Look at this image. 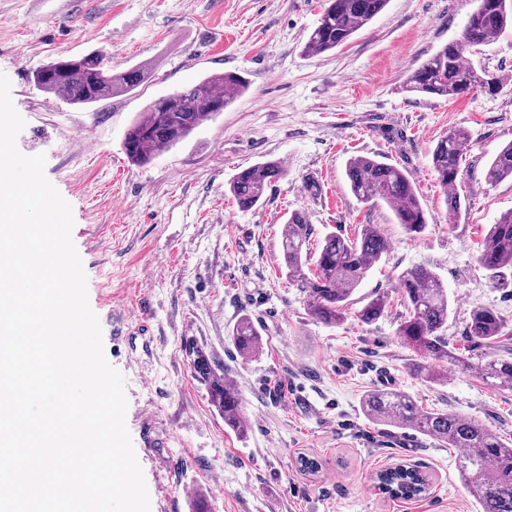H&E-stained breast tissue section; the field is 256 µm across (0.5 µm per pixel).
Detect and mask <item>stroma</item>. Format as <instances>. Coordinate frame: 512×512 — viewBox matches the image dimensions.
<instances>
[{"label":"stroma","mask_w":512,"mask_h":512,"mask_svg":"<svg viewBox=\"0 0 512 512\" xmlns=\"http://www.w3.org/2000/svg\"><path fill=\"white\" fill-rule=\"evenodd\" d=\"M325 0H0V73L25 122L16 146L46 158L45 175L70 204L72 241L104 353L125 378L126 424L151 512H191L205 494L211 512H478L459 480L457 449L408 429L371 422L370 390L411 394L425 410L478 419L512 443V390L445 361L427 362L396 334L406 309L398 279L424 266L448 290L450 345L468 352L473 309L495 310L512 330V285L494 286L478 260L491 224L512 210V179L485 172L512 142V28L474 64L510 78L501 94L439 98L408 92L409 75L459 38L471 0H389L336 50L302 48ZM92 51L113 71L149 78L135 91L75 106L41 91L33 71ZM233 72L247 91L214 120L151 163L126 158L131 120L151 100ZM471 141L449 223L431 154L450 131ZM369 156L404 168L429 223L419 234L396 224L386 203L352 195L345 168ZM281 161L253 209L228 184L238 170ZM312 227L311 249L332 233L373 225L388 249L330 326L309 312L288 276L281 240L292 212ZM383 296L384 313L357 312ZM250 316L264 348L237 353L231 332ZM205 348L242 399L246 436L224 425L190 371L189 345ZM431 365L440 382L415 372ZM317 459L309 475L301 457ZM416 464L429 478L420 498L394 500L377 475Z\"/></svg>","instance_id":"obj_1"}]
</instances>
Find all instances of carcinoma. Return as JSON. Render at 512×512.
Here are the masks:
<instances>
[{
    "label": "carcinoma",
    "mask_w": 512,
    "mask_h": 512,
    "mask_svg": "<svg viewBox=\"0 0 512 512\" xmlns=\"http://www.w3.org/2000/svg\"><path fill=\"white\" fill-rule=\"evenodd\" d=\"M389 0H327L318 25L309 33L303 46L307 55H320L342 46L371 22L388 5ZM512 26V0H474V8L459 37V44L446 45L429 56L407 80L411 92L436 97L459 98L490 86L502 91L507 79L466 61V55L482 51L508 26ZM146 79L142 69L112 73L103 56L89 53L80 58L51 61L33 72L34 83L44 92L60 95L77 106L108 99L129 92ZM247 89L242 77L219 73L205 77L194 86L175 90L147 103L127 128L124 149L135 164H147L160 153L187 140L219 111L211 104L227 108ZM177 109L169 111L168 99ZM470 143L464 130H454L441 138L432 152V167L441 186L455 188L460 177V161ZM286 170L278 160L239 170L229 183V192L239 208L248 210L260 203L268 185L283 177ZM345 175L350 190L363 203L383 201L393 207L397 223L409 233H421L429 219L408 173L395 165L359 156L347 164ZM512 178V142L493 158L486 171L493 184ZM311 225L302 212L288 217L282 235V251L288 276L298 282L306 294L311 315L322 323L334 325L346 314L354 291L367 277L375 262L386 252V240L370 224L357 236L335 234L324 238L314 263L309 265ZM481 265L497 285L512 283V211L490 225L479 252ZM408 315L397 329L399 336L413 351L434 361L452 360L461 369L483 380H492L512 390V349L499 348L508 335L499 315L490 308H477L470 314L466 338L487 349L484 356L461 358L449 349L441 329L448 321V292L438 276L423 266L406 269L399 278ZM385 301L377 297L359 312L360 320L378 319ZM232 344L243 356L262 351L263 342L252 319L244 315L232 330ZM191 370L204 386L211 405L224 417V425L239 436L249 431L241 399L231 388L224 373L198 346L189 347ZM369 419L382 425L410 429L436 438L450 448L460 449L456 468L460 480L479 506V512H512V446L479 420L459 415L424 411L406 392L371 390L363 399ZM379 488L392 499L411 500L426 493L428 477L415 467L395 466L383 470Z\"/></svg>",
    "instance_id": "obj_1"
}]
</instances>
